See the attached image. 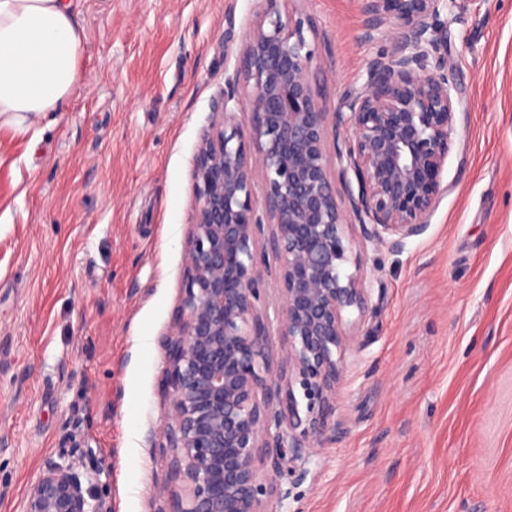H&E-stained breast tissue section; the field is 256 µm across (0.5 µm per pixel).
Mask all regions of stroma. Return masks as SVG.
Instances as JSON below:
<instances>
[{
  "mask_svg": "<svg viewBox=\"0 0 512 512\" xmlns=\"http://www.w3.org/2000/svg\"><path fill=\"white\" fill-rule=\"evenodd\" d=\"M76 3L79 88L27 127L0 123V512H24L61 459L111 512H169L182 484L159 447L160 338L183 296L200 138L262 4ZM292 7L334 107L390 43L363 40L356 0ZM448 68V191L400 249L355 233L367 306L335 429L269 512H512V0L449 5Z\"/></svg>",
  "mask_w": 512,
  "mask_h": 512,
  "instance_id": "35a3bbf8",
  "label": "stroma"
}]
</instances>
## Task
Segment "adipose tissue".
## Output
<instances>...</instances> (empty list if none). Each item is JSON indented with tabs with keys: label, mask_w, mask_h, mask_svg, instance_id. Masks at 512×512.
I'll return each instance as SVG.
<instances>
[{
	"label": "adipose tissue",
	"mask_w": 512,
	"mask_h": 512,
	"mask_svg": "<svg viewBox=\"0 0 512 512\" xmlns=\"http://www.w3.org/2000/svg\"><path fill=\"white\" fill-rule=\"evenodd\" d=\"M74 0H0V119L57 111L77 88L84 31Z\"/></svg>",
	"instance_id": "adipose-tissue-1"
}]
</instances>
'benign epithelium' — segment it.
<instances>
[{"label":"benign epithelium","mask_w":512,"mask_h":512,"mask_svg":"<svg viewBox=\"0 0 512 512\" xmlns=\"http://www.w3.org/2000/svg\"><path fill=\"white\" fill-rule=\"evenodd\" d=\"M261 2L224 77L222 123L201 137L183 298L160 339L172 408L161 448L171 452V478L187 484L169 512H269V499L288 495L294 463L328 436L353 339L348 314L367 304L353 226L398 248L446 191L459 104L439 21L448 0H357L365 37L384 36L391 48L369 59L365 81L344 88L331 110L323 75L309 65L310 20L290 0ZM243 95L244 122L234 107ZM266 245L278 262L279 370L258 308ZM83 478L72 464H48L25 512H106Z\"/></svg>","instance_id":"1"}]
</instances>
